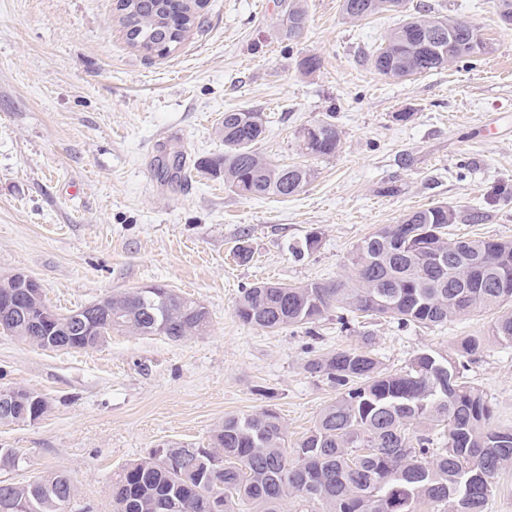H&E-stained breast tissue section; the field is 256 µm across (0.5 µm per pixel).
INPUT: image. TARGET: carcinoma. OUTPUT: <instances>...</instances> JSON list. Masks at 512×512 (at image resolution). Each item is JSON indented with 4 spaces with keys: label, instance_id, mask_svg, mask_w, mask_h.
<instances>
[{
    "label": "carcinoma",
    "instance_id": "1",
    "mask_svg": "<svg viewBox=\"0 0 512 512\" xmlns=\"http://www.w3.org/2000/svg\"><path fill=\"white\" fill-rule=\"evenodd\" d=\"M403 0H343L347 17L360 20L391 11ZM201 0H117L126 40L152 53L171 52L202 25ZM289 28L300 32L306 14L288 5ZM480 30L462 21L413 16L390 29L372 65L392 78L473 63L489 52ZM265 132L263 113H224V154L197 163L234 192L290 197L312 179L301 164L278 165L254 145ZM340 133L330 120L299 133L308 157L338 152ZM458 212L441 203L405 215L363 238L346 257L348 274L333 282L299 285L257 283L241 290L234 313L262 329L315 324L328 314L348 329L357 313L389 317L402 327L440 326L462 316L512 305V240L450 239ZM109 313L84 332L75 311L54 329L19 327L12 335L40 348L59 334L76 336L73 348H93L112 331L163 334L179 341L206 333L209 312L165 284H151L92 303ZM45 300L26 295L11 314L39 315ZM512 346V313L499 316L485 336H468L456 353L423 349L408 367L392 372L368 349L315 355L304 368L336 387V399L320 412L296 447L286 445L279 414L264 408L229 415L208 448L170 443L128 463L112 483L114 512H281L294 495L316 512H484L493 480L512 468V429L493 425L488 394L464 380L483 348ZM441 450H436V445ZM75 495L71 478L56 471L32 482L0 480V512H67Z\"/></svg>",
    "mask_w": 512,
    "mask_h": 512
}]
</instances>
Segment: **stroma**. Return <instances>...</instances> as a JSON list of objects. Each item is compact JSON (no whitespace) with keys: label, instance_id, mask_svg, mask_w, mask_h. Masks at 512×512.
Here are the masks:
<instances>
[{"label":"stroma","instance_id":"1","mask_svg":"<svg viewBox=\"0 0 512 512\" xmlns=\"http://www.w3.org/2000/svg\"><path fill=\"white\" fill-rule=\"evenodd\" d=\"M288 2L207 0L201 28L147 55L128 45L116 0H0V278L31 276L62 313L162 282L211 317L201 336L116 331L78 351L0 333V389L50 404L37 422L0 423V448L24 460L0 479L62 471L75 486L71 512H112L124 465L170 442L206 447L225 416L273 407L296 446L337 395L305 371L310 353L368 336L399 371L423 349L454 353L497 318L402 330L373 316L345 331L330 315L309 334L235 316L241 289L336 280L362 238L438 203L461 214L449 237L512 240V26L497 0H406L403 13L363 20L347 18L343 0H302L307 23L294 35ZM422 4L479 27L489 53L402 79L379 74L370 54ZM310 54L321 68L301 75ZM238 109L265 115L255 145L264 158L313 169L299 194L245 197L197 171L223 154L224 113ZM400 112L409 120L396 121ZM327 117L339 151L303 159L300 130ZM176 155L174 179L165 167ZM474 210L482 223L466 221ZM312 232L319 249L293 254ZM242 244L250 263L233 256ZM466 379L488 393L494 425L512 428V348L488 345Z\"/></svg>","mask_w":512,"mask_h":512}]
</instances>
